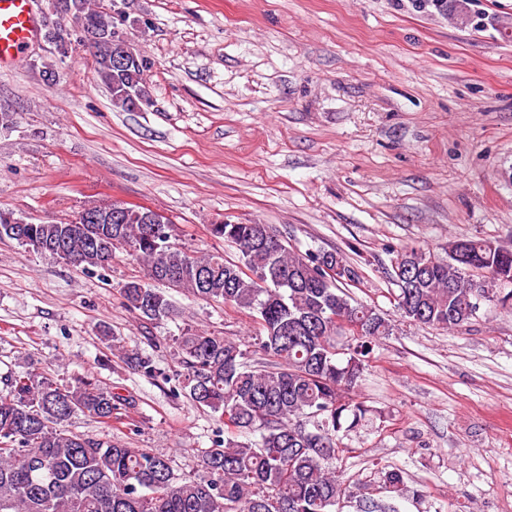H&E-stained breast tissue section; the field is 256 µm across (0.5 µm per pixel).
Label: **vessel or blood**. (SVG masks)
Instances as JSON below:
<instances>
[{"label":"vessel or blood","mask_w":512,"mask_h":512,"mask_svg":"<svg viewBox=\"0 0 512 512\" xmlns=\"http://www.w3.org/2000/svg\"><path fill=\"white\" fill-rule=\"evenodd\" d=\"M34 36L33 0H0V67L23 66Z\"/></svg>","instance_id":"obj_1"}]
</instances>
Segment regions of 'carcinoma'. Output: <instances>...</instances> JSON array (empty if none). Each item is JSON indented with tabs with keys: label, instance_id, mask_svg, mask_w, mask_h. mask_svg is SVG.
I'll return each mask as SVG.
<instances>
[{
	"label": "carcinoma",
	"instance_id": "carcinoma-1",
	"mask_svg": "<svg viewBox=\"0 0 512 512\" xmlns=\"http://www.w3.org/2000/svg\"><path fill=\"white\" fill-rule=\"evenodd\" d=\"M77 24L70 46L45 43L66 56L86 44L79 28L111 32L115 0H75ZM94 70L113 106L132 111L151 97L144 55L119 68L107 37L90 42ZM120 209V224H18L0 208V241L63 260L104 268L121 252L143 265V275L120 288L123 304L138 318L159 322L172 306L151 283L183 289L205 301L249 313L259 326L253 353L222 336L187 329L174 341L184 371L178 386L199 406L218 414L224 436L198 456L200 474H177L168 458L128 442L103 441L60 428L81 415L107 428L135 405L91 378L64 385L46 371L6 379L0 392V512H342L349 490L336 462L347 449L342 435L370 413L355 389L365 362L392 321L370 305L351 302L342 285L355 278L337 251L294 253L268 224H209L210 236L238 250V261L189 252L168 219L148 232L147 208L124 202L92 203L98 214ZM445 256L404 249L394 263L397 310L420 326L462 331L479 311L478 300L507 305L512 290V249L486 238L448 242ZM340 266L343 280L327 269ZM124 360L148 377L149 357L135 349ZM313 420L314 430L306 427ZM377 487L389 499L409 493L398 468L377 470Z\"/></svg>",
	"mask_w": 512,
	"mask_h": 512
}]
</instances>
